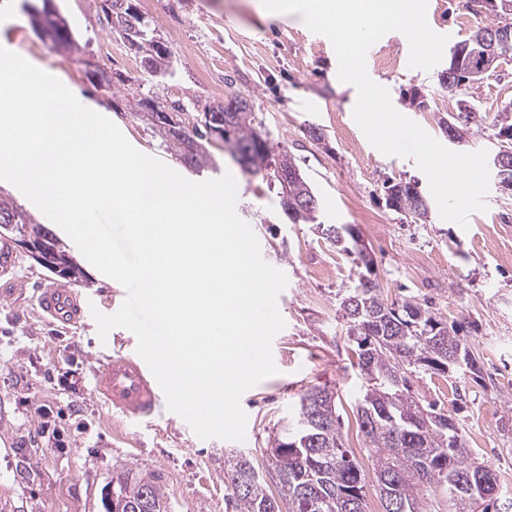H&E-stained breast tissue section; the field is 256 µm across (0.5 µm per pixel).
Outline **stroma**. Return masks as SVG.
Instances as JSON below:
<instances>
[{"instance_id":"stroma-1","label":"stroma","mask_w":512,"mask_h":512,"mask_svg":"<svg viewBox=\"0 0 512 512\" xmlns=\"http://www.w3.org/2000/svg\"><path fill=\"white\" fill-rule=\"evenodd\" d=\"M41 3L0 0V46L56 76L84 106L112 120L136 149L188 180L232 174L238 215L253 227L268 264L285 270L288 284L277 305L286 326L273 348L277 374L241 397L248 416L244 441H195L166 409L150 424L120 426L93 394L92 369L104 352L135 350V334L119 327L102 340L93 322L66 330L46 323L37 314L35 289L54 275L17 250L23 288L0 302V512H106L113 479L128 471L157 478L167 512H236L224 476L227 457L247 453L256 469L267 471L274 435L313 387L335 392L344 444L363 469L371 467L357 416L363 379L339 313L341 297L357 281L352 256L313 225L288 221L278 187L243 174L221 140L208 145L213 168H185L161 147L148 122L131 112L128 92L181 106L189 129L203 124L206 109L244 97L269 145L288 151L312 184L319 222L352 225L368 244L385 298L413 297L444 318L466 320L463 338L481 365L480 376L413 367L407 372L410 390L423 403L457 412L468 448L512 495V191L490 182L487 211L472 214L465 229L435 210L424 221L392 210L385 183L411 181L426 196L425 175L414 159L382 154L368 142L352 116L354 89L337 77L331 42L297 18L259 16L255 0H136L177 63L174 80L162 83L148 74L141 53L113 35L104 0H54L75 30L79 47L72 51L56 48L30 24L28 7ZM427 16L452 46L473 30L461 0H429ZM106 41L115 47L109 56L100 49ZM408 55L406 37L390 32L367 61L370 77L388 89L394 107L444 144L440 118L456 114L461 101L481 104L484 121L465 128L459 149L493 150L495 113L512 111V54L459 97L440 86L447 62L423 71L409 68ZM383 59L392 60V67H380ZM100 69L123 81L124 93L100 87ZM313 127L319 138L310 136ZM83 268L89 278L83 294L101 313H115L126 298L124 287L91 263ZM40 405L52 409L64 449L41 446L42 419L35 412Z\"/></svg>"}]
</instances>
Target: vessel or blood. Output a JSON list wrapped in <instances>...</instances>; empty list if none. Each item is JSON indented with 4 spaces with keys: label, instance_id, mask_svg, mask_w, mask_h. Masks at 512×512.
Listing matches in <instances>:
<instances>
[{
    "label": "vessel or blood",
    "instance_id": "obj_1",
    "mask_svg": "<svg viewBox=\"0 0 512 512\" xmlns=\"http://www.w3.org/2000/svg\"><path fill=\"white\" fill-rule=\"evenodd\" d=\"M35 300L42 317L53 326L83 325L92 317L88 298L73 288L44 283ZM92 385L111 415L126 423L148 421L165 398L146 362L134 352L117 351L100 359Z\"/></svg>",
    "mask_w": 512,
    "mask_h": 512
}]
</instances>
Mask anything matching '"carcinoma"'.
Returning a JSON list of instances; mask_svg holds the SVG:
<instances>
[{
	"label": "carcinoma",
	"mask_w": 512,
	"mask_h": 512,
	"mask_svg": "<svg viewBox=\"0 0 512 512\" xmlns=\"http://www.w3.org/2000/svg\"><path fill=\"white\" fill-rule=\"evenodd\" d=\"M107 2L113 15L111 30L130 43L136 42L143 57L155 54L153 34L141 21L142 15L130 14L126 0ZM30 23L38 25L56 44L77 47L71 27L50 15ZM496 27L495 22L475 27L466 40L469 51L464 61H449L448 71L441 76L444 90L458 94L493 71L483 66L486 47L480 36ZM222 110L224 144L243 172H259L269 147L253 124L247 100L236 96ZM152 128L161 146L185 166L197 172L212 167L204 143L208 132L196 128L186 131L182 138L168 135L155 124ZM283 176L288 177V201L309 196L312 186L286 150L274 162L270 182L280 186ZM385 194L393 197L391 208L426 220L429 203L416 184L392 183L385 186ZM333 228L337 225L325 224L321 234L331 243L342 245L343 251H352L360 268L357 284L347 290L339 309L366 383L357 407L358 424L381 501L387 506L384 512H424V496L438 488L448 493L452 512H500L503 493L496 472L472 457L461 428H448V420L456 416L411 395L406 376L415 365L438 374L446 365L464 374L479 373L478 368L448 364L449 356L459 350L467 363H477L460 338L463 322H449L412 297L399 304L387 302L376 282H364L368 270L355 238L343 241L331 232ZM43 231L49 233L51 229L32 220L12 199L0 195V234L17 237ZM317 391L323 388L314 387L300 398L293 423L270 448L273 470L279 475V497L268 494L266 481L248 455L241 453L228 461L227 475L238 512H282L283 505L288 512H366L364 469L343 443L336 398L322 402L312 414L304 412L305 401ZM112 494L123 503L122 512H166L162 489L150 474L119 478L112 485Z\"/></svg>",
	"instance_id": "cac0c4a2"
}]
</instances>
